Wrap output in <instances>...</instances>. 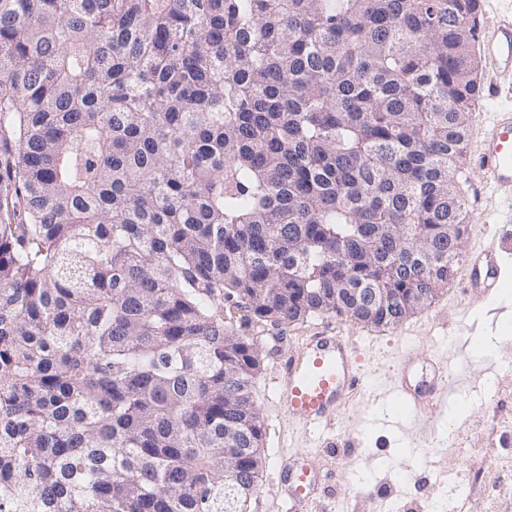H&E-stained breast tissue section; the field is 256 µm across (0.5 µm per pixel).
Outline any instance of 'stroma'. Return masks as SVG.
<instances>
[{"instance_id": "stroma-1", "label": "stroma", "mask_w": 512, "mask_h": 512, "mask_svg": "<svg viewBox=\"0 0 512 512\" xmlns=\"http://www.w3.org/2000/svg\"><path fill=\"white\" fill-rule=\"evenodd\" d=\"M466 230L447 286L396 327L314 316L261 341L253 397L265 427L263 468L249 512H290L277 489L287 460L300 458L320 477L302 512H512V317L489 320L463 290L467 258L498 241L506 210L482 173L465 165ZM500 336L498 354L458 357L456 331ZM333 325L354 348L364 384L333 424L312 428L282 412L278 369L308 336ZM447 359L461 386L438 411L405 419L393 395L397 368L424 378L426 358Z\"/></svg>"}]
</instances>
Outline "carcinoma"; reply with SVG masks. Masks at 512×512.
<instances>
[{"instance_id": "carcinoma-1", "label": "carcinoma", "mask_w": 512, "mask_h": 512, "mask_svg": "<svg viewBox=\"0 0 512 512\" xmlns=\"http://www.w3.org/2000/svg\"><path fill=\"white\" fill-rule=\"evenodd\" d=\"M478 7L0 0V512H242L241 328L448 284Z\"/></svg>"}]
</instances>
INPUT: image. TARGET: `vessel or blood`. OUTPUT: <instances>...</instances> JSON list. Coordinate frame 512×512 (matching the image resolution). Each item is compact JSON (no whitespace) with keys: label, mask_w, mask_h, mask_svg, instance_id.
<instances>
[{"label":"vessel or blood","mask_w":512,"mask_h":512,"mask_svg":"<svg viewBox=\"0 0 512 512\" xmlns=\"http://www.w3.org/2000/svg\"><path fill=\"white\" fill-rule=\"evenodd\" d=\"M478 46L486 70L500 81L512 83V14L490 17L478 28ZM483 98L497 101L492 112L493 123L473 158L485 175L493 192L512 204V104H500L499 84L481 85ZM512 253V228L502 231L501 244L477 252L468 260L464 282L466 293L476 301L491 302L496 293L501 267ZM282 384L275 390L277 400L290 416L311 426H325L333 421L345 399L363 385L358 357L343 336L331 330L305 340L284 364ZM453 382L448 369L439 359L429 362V378L414 386L400 383L396 395L409 418L429 415L436 398L452 393ZM318 477L299 461H289L283 468V481L288 497L294 503H305Z\"/></svg>","instance_id":"1"}]
</instances>
